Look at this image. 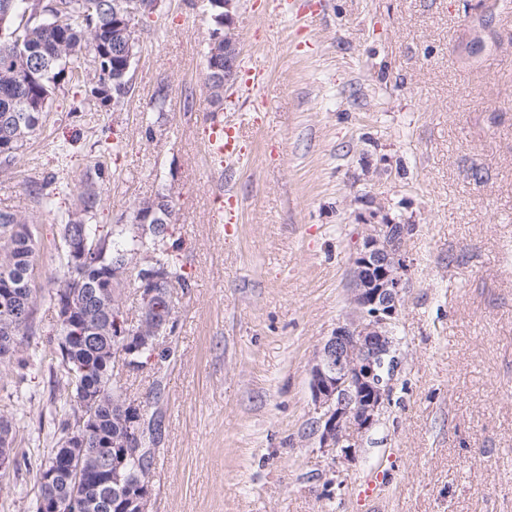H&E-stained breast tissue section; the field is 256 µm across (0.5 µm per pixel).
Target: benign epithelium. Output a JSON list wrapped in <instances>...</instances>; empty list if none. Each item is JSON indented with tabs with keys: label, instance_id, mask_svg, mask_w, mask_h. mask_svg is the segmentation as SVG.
Segmentation results:
<instances>
[{
	"label": "benign epithelium",
	"instance_id": "obj_1",
	"mask_svg": "<svg viewBox=\"0 0 512 512\" xmlns=\"http://www.w3.org/2000/svg\"><path fill=\"white\" fill-rule=\"evenodd\" d=\"M224 8V69L212 65L210 70L222 71L224 88L237 79L238 41L233 9L235 0H219ZM157 0H122L115 12L112 29L115 37L127 36V69L136 60L139 21L142 13L156 11ZM385 204L373 201V208L362 217L364 235L358 245L351 269V290L348 313L327 336L310 368V390L318 414L316 431L319 445L333 453V461L353 458L363 436L379 423L393 392V380L400 360L393 355V328L402 303L404 273L409 264L403 251L406 231L392 224H383ZM139 315L135 320L115 322L121 336H130L134 326L159 321L160 290L145 285L138 288ZM135 350L119 347L115 354L116 368L132 371L138 366ZM149 421H137L130 441L112 458V483H124L127 459L151 457L153 451L143 447L149 436ZM15 465L11 433L0 434V470ZM153 488L147 484L130 498L128 508L134 512H151Z\"/></svg>",
	"mask_w": 512,
	"mask_h": 512
}]
</instances>
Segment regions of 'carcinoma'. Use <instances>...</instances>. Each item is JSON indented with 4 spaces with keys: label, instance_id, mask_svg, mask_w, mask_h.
<instances>
[{
    "label": "carcinoma",
    "instance_id": "carcinoma-1",
    "mask_svg": "<svg viewBox=\"0 0 512 512\" xmlns=\"http://www.w3.org/2000/svg\"><path fill=\"white\" fill-rule=\"evenodd\" d=\"M64 18L48 14L43 0H12L10 14L0 21V166L8 167L42 124L61 76L70 60L82 49L103 55L101 71L94 74L91 96L103 106L112 103V92L126 85L125 46L112 43L114 0H62ZM101 170H88L81 180L78 206L61 215L60 240L77 239L84 244V258L73 260L61 249L64 277L50 295L52 304L67 300L73 319L60 322L61 333L52 340L63 368L69 409L58 421L59 440L46 461L36 465L37 479L55 473L52 484L38 483V497H54L60 512H125L122 504L150 482L151 462H128L131 482L122 490L112 488L108 463L112 443L126 435L118 413L123 386L113 372L112 355L124 338L116 336L113 318L122 305L121 288L127 271L147 267L153 256L181 288L189 287L182 266L163 248L166 235L142 227L115 226L103 233L89 223L102 207L98 187ZM35 238L30 220L19 213L0 211V288L11 285L0 299L1 342L16 344L20 352L32 333L38 293L35 278ZM121 278L113 277L112 270ZM83 279L85 288H68L70 277ZM83 429H75L81 416ZM84 435L97 443L91 451L80 448Z\"/></svg>",
    "mask_w": 512,
    "mask_h": 512
}]
</instances>
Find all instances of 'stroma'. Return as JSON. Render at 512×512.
I'll use <instances>...</instances> for the list:
<instances>
[{
	"instance_id": "stroma-1",
	"label": "stroma",
	"mask_w": 512,
	"mask_h": 512,
	"mask_svg": "<svg viewBox=\"0 0 512 512\" xmlns=\"http://www.w3.org/2000/svg\"><path fill=\"white\" fill-rule=\"evenodd\" d=\"M241 59L264 74L269 114L243 126L249 160L207 151L206 0L143 18L122 111L62 83L42 128L0 173V210L32 217L39 292L26 367L0 363L17 455L59 438L66 392L45 343L63 275L56 216L100 166V225L164 196L190 283L174 291L164 358L124 376L159 416L153 512H512V0H323L319 15L261 18L237 0ZM167 83L165 111L152 106ZM54 176L46 205L28 183ZM237 224L221 222L225 192ZM411 224L389 405L353 460L319 446L309 387L345 318L372 199ZM388 482L372 508L357 484ZM35 470L0 471V512H33Z\"/></svg>"
}]
</instances>
